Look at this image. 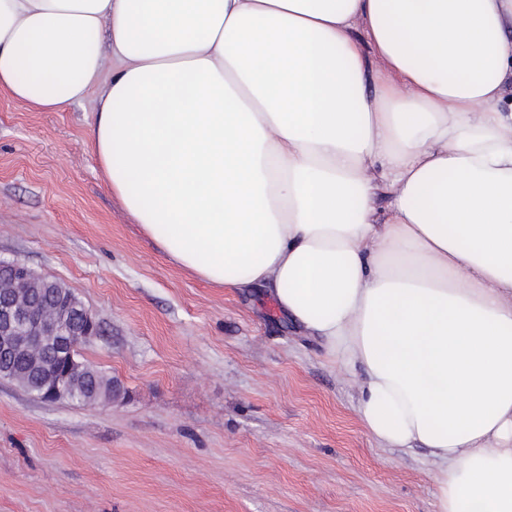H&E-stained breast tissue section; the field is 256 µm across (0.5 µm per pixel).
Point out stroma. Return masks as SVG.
I'll return each mask as SVG.
<instances>
[{
	"label": "stroma",
	"mask_w": 512,
	"mask_h": 512,
	"mask_svg": "<svg viewBox=\"0 0 512 512\" xmlns=\"http://www.w3.org/2000/svg\"><path fill=\"white\" fill-rule=\"evenodd\" d=\"M100 95L0 96V260L78 295L102 328L82 360L126 390L52 403L0 378V512H436L426 451L366 431L361 368L141 230L89 146Z\"/></svg>",
	"instance_id": "obj_1"
}]
</instances>
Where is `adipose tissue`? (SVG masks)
<instances>
[{
    "label": "adipose tissue",
    "instance_id": "ef3b65f1",
    "mask_svg": "<svg viewBox=\"0 0 512 512\" xmlns=\"http://www.w3.org/2000/svg\"><path fill=\"white\" fill-rule=\"evenodd\" d=\"M105 72L91 146L142 230L360 365L437 512H512V0H0L1 94Z\"/></svg>",
    "mask_w": 512,
    "mask_h": 512
}]
</instances>
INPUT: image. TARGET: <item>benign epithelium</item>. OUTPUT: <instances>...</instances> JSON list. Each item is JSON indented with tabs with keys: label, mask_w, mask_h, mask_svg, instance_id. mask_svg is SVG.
<instances>
[{
	"label": "benign epithelium",
	"mask_w": 512,
	"mask_h": 512,
	"mask_svg": "<svg viewBox=\"0 0 512 512\" xmlns=\"http://www.w3.org/2000/svg\"><path fill=\"white\" fill-rule=\"evenodd\" d=\"M32 271L21 262L0 261V281L21 283L29 278ZM100 325L89 310L79 312L78 317L70 320L58 319L56 313L49 311L33 315L31 306L19 305L10 295L0 293V355L15 354L20 348L18 337L32 336L33 344H38L43 336L58 338L61 356L68 363H74L73 351L99 335Z\"/></svg>",
	"instance_id": "7a95c632"
}]
</instances>
